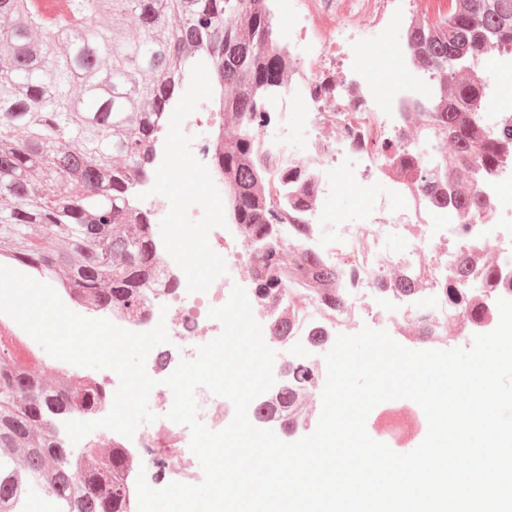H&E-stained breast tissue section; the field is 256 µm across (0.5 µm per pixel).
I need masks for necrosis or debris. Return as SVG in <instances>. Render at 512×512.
Segmentation results:
<instances>
[{"label": "necrosis or debris", "mask_w": 512, "mask_h": 512, "mask_svg": "<svg viewBox=\"0 0 512 512\" xmlns=\"http://www.w3.org/2000/svg\"><path fill=\"white\" fill-rule=\"evenodd\" d=\"M272 17L273 42L285 67L280 86L263 97L266 117L254 141L259 154L271 157L277 173L264 183L274 220L280 224L289 250L341 270L337 283L347 301L327 307L311 284H298L296 301L276 304L259 300L253 288L251 255L242 225L228 221L227 181L215 158L229 131L224 126L221 93L208 85L193 108L175 101L162 115L151 152V175L141 179L133 196L136 211L152 223L183 219L220 228L217 255L195 252L189 241L159 243L161 260L148 291V307L137 315L125 310L79 306L82 316L107 319L132 332H147L165 322L168 343L154 347L146 360L148 375L158 385L150 397L158 411L156 428L125 437L109 430L74 443V453L93 448L97 458L111 460L122 453L128 467L123 475L128 488L138 476L148 485L193 480L195 457L187 425L168 419L174 395L163 381L181 360H192L204 337L219 335L222 325L210 318L211 308L227 303L233 286H241L266 344H282L286 360L304 365L313 380L301 389L305 424L318 423L322 387L327 369L310 342L314 330L336 337L377 314L387 305L388 322L396 342L408 349L418 344L444 349L494 329L499 320L498 294L484 283L487 268L512 278V265L503 256L512 250V193L502 185L512 179V163L503 171L475 182L490 203V214L460 222L454 211L436 205L407 164H430L432 94L428 75L408 59L409 33L418 17L395 7L394 0H267ZM375 34L368 42L367 34ZM396 49L402 67L386 70L384 52ZM306 133L301 148H291L294 126ZM209 135L197 136L199 127ZM186 158L190 167L174 174V162ZM170 177L173 191L167 198L152 192V179ZM353 181L369 207L352 223L336 210V198L346 181ZM309 232L296 238L295 227ZM468 251L474 263L468 286L482 305L483 321L473 324L450 311L437 293L455 270L458 250ZM411 277L420 285L406 295L379 291V283ZM291 314L288 340L277 341L273 323ZM436 329L434 339L422 342V325ZM40 378L45 386L95 382L108 389L118 377L109 369L90 376L83 367L53 360ZM376 436L393 448H408L426 434L427 418L418 404L395 399L378 404L368 415Z\"/></svg>", "instance_id": "1"}]
</instances>
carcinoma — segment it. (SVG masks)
Returning <instances> with one entry per match:
<instances>
[{"instance_id":"cac0c4a2","label":"carcinoma","mask_w":512,"mask_h":512,"mask_svg":"<svg viewBox=\"0 0 512 512\" xmlns=\"http://www.w3.org/2000/svg\"><path fill=\"white\" fill-rule=\"evenodd\" d=\"M74 21L48 25L33 0H0V261L30 270L96 307L132 313L146 305V288L160 257L151 224L131 208L132 185L144 174L160 115L179 93L184 75L204 65L224 97V116L238 129L217 162L232 189L229 218L255 245L254 288L260 299L290 297L295 281L322 287L330 304L343 303L339 273L281 245L262 191L271 160L254 146L262 121L261 92L280 82L263 0H68ZM411 49L443 87L433 128L455 152L421 177L431 199L462 214H484L473 175L495 173L512 157V123L480 131L477 104L489 85L480 65L512 51V0H456L453 12L415 26ZM451 171L456 192L443 197L434 176ZM54 191L44 193V186ZM56 240L47 249L34 231ZM470 255L439 292L448 307L474 320ZM276 402L258 418L292 436L300 386L309 370L288 362ZM87 386L47 389L39 378L0 361V455H16V472L0 476V512L13 488L30 477L66 502L68 512H128L126 487L111 465L93 462L73 480L70 450L55 423L80 404L99 402Z\"/></svg>"}]
</instances>
